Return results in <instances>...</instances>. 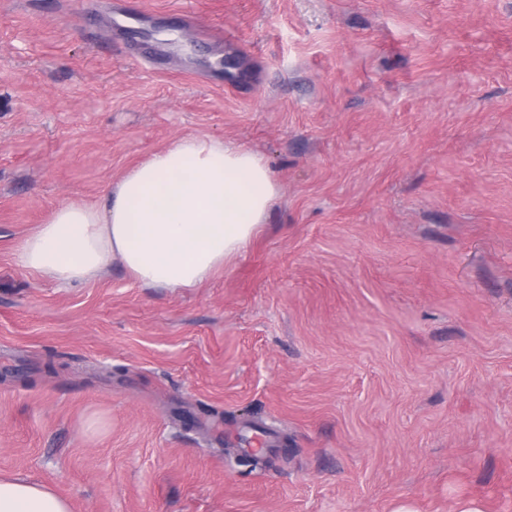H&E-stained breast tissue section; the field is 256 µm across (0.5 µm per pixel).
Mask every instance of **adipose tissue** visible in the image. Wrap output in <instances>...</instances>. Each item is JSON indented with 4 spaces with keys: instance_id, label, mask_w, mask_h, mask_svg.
Segmentation results:
<instances>
[{
    "instance_id": "adipose-tissue-1",
    "label": "adipose tissue",
    "mask_w": 512,
    "mask_h": 512,
    "mask_svg": "<svg viewBox=\"0 0 512 512\" xmlns=\"http://www.w3.org/2000/svg\"><path fill=\"white\" fill-rule=\"evenodd\" d=\"M279 193L255 152L185 136L135 165L103 200L54 209L17 250L22 268L62 285L119 261L149 288H194L246 249ZM0 512H71L51 486L0 478Z\"/></svg>"
}]
</instances>
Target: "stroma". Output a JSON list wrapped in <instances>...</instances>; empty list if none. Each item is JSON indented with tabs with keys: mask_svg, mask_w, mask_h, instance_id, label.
<instances>
[{
	"mask_svg": "<svg viewBox=\"0 0 512 512\" xmlns=\"http://www.w3.org/2000/svg\"><path fill=\"white\" fill-rule=\"evenodd\" d=\"M188 135L279 185L222 270L17 264ZM0 474L72 512H512V0H0Z\"/></svg>",
	"mask_w": 512,
	"mask_h": 512,
	"instance_id": "obj_1",
	"label": "stroma"
}]
</instances>
